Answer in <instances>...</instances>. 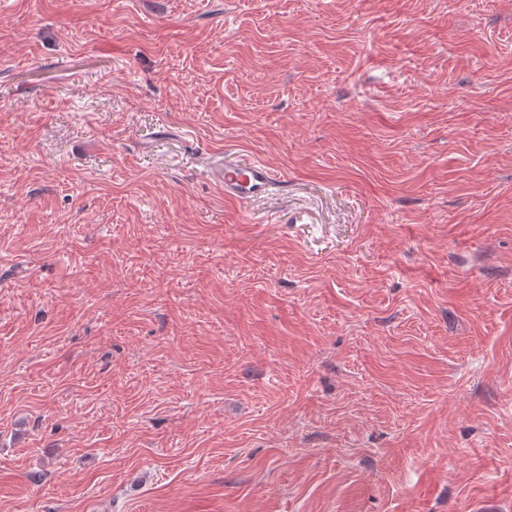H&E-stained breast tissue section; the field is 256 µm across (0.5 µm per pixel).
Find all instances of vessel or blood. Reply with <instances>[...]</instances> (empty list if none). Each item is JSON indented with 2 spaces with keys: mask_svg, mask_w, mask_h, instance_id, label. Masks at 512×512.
Listing matches in <instances>:
<instances>
[{
  "mask_svg": "<svg viewBox=\"0 0 512 512\" xmlns=\"http://www.w3.org/2000/svg\"><path fill=\"white\" fill-rule=\"evenodd\" d=\"M211 172L225 198L237 201L264 196L275 180L273 172L262 162L246 164L229 154L214 159Z\"/></svg>",
  "mask_w": 512,
  "mask_h": 512,
  "instance_id": "1",
  "label": "vessel or blood"
}]
</instances>
